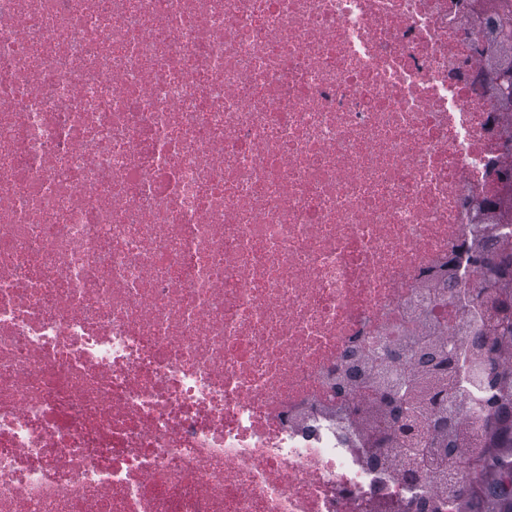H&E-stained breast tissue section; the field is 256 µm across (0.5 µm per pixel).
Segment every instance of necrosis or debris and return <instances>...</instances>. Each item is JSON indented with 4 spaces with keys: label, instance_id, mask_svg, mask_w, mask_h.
<instances>
[{
    "label": "necrosis or debris",
    "instance_id": "necrosis-or-debris-1",
    "mask_svg": "<svg viewBox=\"0 0 512 512\" xmlns=\"http://www.w3.org/2000/svg\"><path fill=\"white\" fill-rule=\"evenodd\" d=\"M511 3L0 0V512H461L357 369L512 367L463 305L512 254ZM512 45V14L496 20L491 36L486 42V52L491 70L485 81L489 91L504 104L512 105V61L502 54V48Z\"/></svg>",
    "mask_w": 512,
    "mask_h": 512
}]
</instances>
